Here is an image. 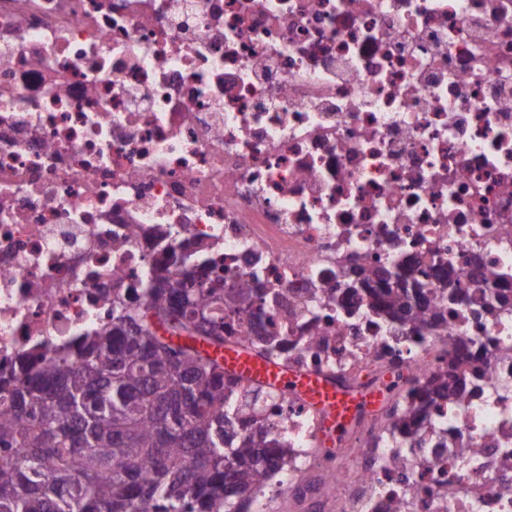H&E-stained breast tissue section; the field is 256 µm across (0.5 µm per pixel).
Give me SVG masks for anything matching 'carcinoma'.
<instances>
[{"label":"carcinoma","mask_w":512,"mask_h":512,"mask_svg":"<svg viewBox=\"0 0 512 512\" xmlns=\"http://www.w3.org/2000/svg\"><path fill=\"white\" fill-rule=\"evenodd\" d=\"M400 264H362L349 285L419 325L432 301ZM159 275L136 306L112 307V326L74 353L21 369L0 386V512H248V493L281 463L261 435H239V378L198 347H221L224 308L249 312L258 295ZM177 335L175 342L172 335ZM457 398L453 373L419 389Z\"/></svg>","instance_id":"obj_1"}]
</instances>
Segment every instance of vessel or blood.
<instances>
[{
  "label": "vessel or blood",
  "mask_w": 512,
  "mask_h": 512,
  "mask_svg": "<svg viewBox=\"0 0 512 512\" xmlns=\"http://www.w3.org/2000/svg\"><path fill=\"white\" fill-rule=\"evenodd\" d=\"M209 353L223 364L226 373L242 381L288 389L321 417L320 438L327 445L339 441L361 412L377 409L386 398L380 387L353 390L320 373L293 370L261 357L241 343L213 347Z\"/></svg>",
  "instance_id": "b4317fda"
}]
</instances>
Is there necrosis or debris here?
<instances>
[{"mask_svg": "<svg viewBox=\"0 0 512 512\" xmlns=\"http://www.w3.org/2000/svg\"><path fill=\"white\" fill-rule=\"evenodd\" d=\"M182 257L263 289L225 335L390 393L325 450L267 399L250 512H512V0H0V377ZM361 257L465 300L412 331L346 298ZM457 387V381L451 371H448V377L447 375H440L433 378L425 386H422V388L419 389L417 396H415L416 400L412 401L408 405L406 415H415L417 412L424 409L427 404V399L425 397L428 398L435 395L439 397L459 398L460 396L457 391Z\"/></svg>", "mask_w": 512, "mask_h": 512, "instance_id": "4bbe7bcc", "label": "necrosis or debris"}]
</instances>
